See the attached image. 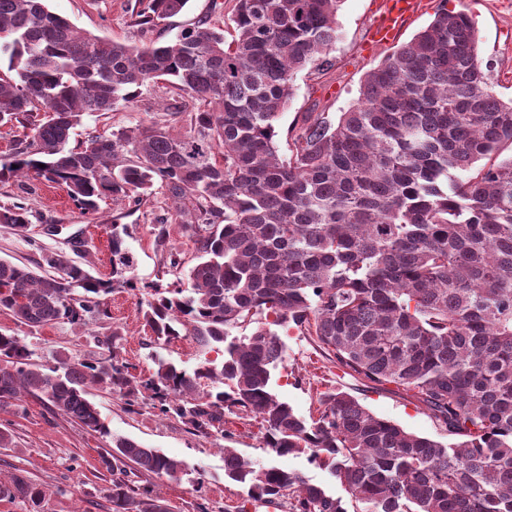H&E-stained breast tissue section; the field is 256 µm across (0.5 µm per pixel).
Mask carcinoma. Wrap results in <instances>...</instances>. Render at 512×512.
Here are the masks:
<instances>
[{
  "mask_svg": "<svg viewBox=\"0 0 512 512\" xmlns=\"http://www.w3.org/2000/svg\"><path fill=\"white\" fill-rule=\"evenodd\" d=\"M188 2L140 0L134 22L155 28ZM341 2H216V19L137 46L80 30L47 0H0V125L30 130L0 155V181L41 178L86 212L160 184L175 215L155 219V244L175 281L149 292L145 325L166 342L223 345L219 365L188 372L157 358L138 381L116 330L91 334L97 358L59 352L50 363L0 332V410L23 411L30 397L110 439L112 512H170L158 490L128 479L127 464L175 481L186 469L113 436L90 386L141 395L203 436L224 433L227 415L258 420L276 454L329 467L353 512H512V99L494 93L471 18L440 0L428 26L365 75L354 105L334 118L302 113L281 155L294 75L332 68ZM159 78L178 91L172 111L70 146L85 117L119 110ZM174 216L193 238L189 260L169 247ZM0 224L27 233L28 208L0 206ZM111 245L108 280L80 262L81 239L35 268L0 259V312L31 332L109 317L105 297L134 287L116 224ZM280 328L343 374L412 397L447 441L339 389L319 394L317 417L298 415L272 385L288 359ZM223 453L224 476L255 502L348 512L298 471ZM0 497L38 507L46 491L19 472Z\"/></svg>",
  "mask_w": 512,
  "mask_h": 512,
  "instance_id": "cac0c4a2",
  "label": "carcinoma"
}]
</instances>
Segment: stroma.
<instances>
[{
  "label": "stroma",
  "mask_w": 512,
  "mask_h": 512,
  "mask_svg": "<svg viewBox=\"0 0 512 512\" xmlns=\"http://www.w3.org/2000/svg\"><path fill=\"white\" fill-rule=\"evenodd\" d=\"M212 2L189 0L182 13L150 31L140 30L133 24L137 0H49L48 6L67 16L80 29L139 46L154 39H173L183 29L193 27L211 15ZM379 3L380 0H343L337 14L340 37L331 52L335 66L319 78L304 71L296 74L295 97L278 122L279 133H286L299 113L333 115L357 100L366 72L392 51L388 45L372 51L365 47ZM448 7L472 16L481 55L495 64L494 90L503 99L512 98V0H448ZM174 98L168 83H149L127 107L110 113L109 117H86L82 126L74 130L71 140L80 142L92 130L107 136L115 128L149 122L171 105ZM15 202L24 203L30 211L29 234L17 235L9 225L0 224V258L28 266L39 262L42 254L64 249L68 237L78 234L89 245L92 275L111 278L112 227L126 225L125 244L134 255L137 287L114 289L105 300L108 318L93 322L92 328L102 335L120 332V357L132 375L139 379L149 377L156 368L153 358L158 354L188 370L207 359L221 360L222 354L215 347L200 346L188 337L164 344L157 342L144 325L142 302L146 287H164L171 281L154 242L155 218L171 208L162 191H155L137 208L105 197L99 200L96 213L86 214L59 186L20 177L0 182V205ZM0 331L18 334L32 351L34 360L40 362L49 361L55 352L63 349L80 358L99 353L81 328L67 323L32 332L17 327L8 315L0 313ZM284 341L288 346V362L285 368L276 371L274 390L299 415H315L318 394L340 387L357 397L374 415L394 421L417 435L439 438L432 420L411 398L340 375L335 364L297 331H289ZM89 398L96 404L111 435L136 440L183 461L187 475L179 482L137 471L130 475L137 483L160 488L172 512H236L240 505L245 512H271L261 503L249 500L242 485L225 477L222 450L226 447L238 449L244 456L265 465L299 471L311 483L333 494L341 492L328 468L310 463L304 455L280 456L265 448L257 421L227 417L226 437L220 442L189 433L181 421L159 415L148 405L127 408L119 395L94 389ZM0 429L8 431L14 442L13 447L0 448V481L7 480L20 468L28 471L47 492L40 507L15 499L8 501L7 512H111L110 503L99 493L100 488L112 481L108 437L53 414L32 398L27 399L25 412L0 411ZM198 479L203 482L199 488L194 485Z\"/></svg>",
  "instance_id": "stroma-1"
}]
</instances>
